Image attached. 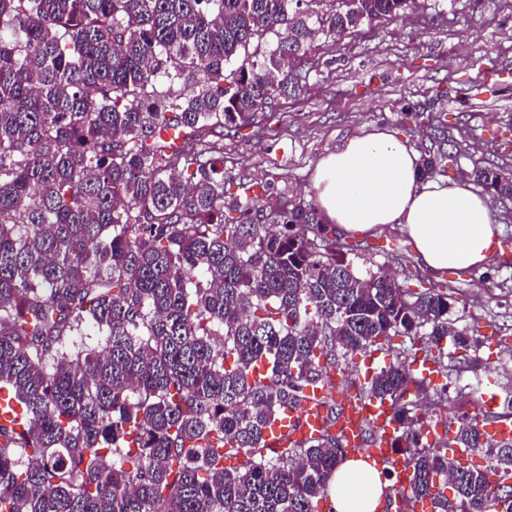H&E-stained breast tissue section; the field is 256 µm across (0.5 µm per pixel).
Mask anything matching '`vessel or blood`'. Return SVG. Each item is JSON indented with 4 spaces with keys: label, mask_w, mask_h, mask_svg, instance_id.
I'll return each instance as SVG.
<instances>
[{
    "label": "vessel or blood",
    "mask_w": 512,
    "mask_h": 512,
    "mask_svg": "<svg viewBox=\"0 0 512 512\" xmlns=\"http://www.w3.org/2000/svg\"><path fill=\"white\" fill-rule=\"evenodd\" d=\"M392 411L385 404H363L351 401L338 423V430L348 447L360 448V428L364 421L373 422L382 429L383 434L377 442L366 450V454L377 468L388 467L393 461L395 451L392 447L393 429L390 422ZM325 411L314 402H304L299 410L289 412L288 416L278 421L274 427L275 434H287L303 440L317 437L323 427Z\"/></svg>",
    "instance_id": "b4317fda"
}]
</instances>
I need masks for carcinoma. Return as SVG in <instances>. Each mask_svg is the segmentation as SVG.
Listing matches in <instances>:
<instances>
[{"instance_id": "cac0c4a2", "label": "carcinoma", "mask_w": 512, "mask_h": 512, "mask_svg": "<svg viewBox=\"0 0 512 512\" xmlns=\"http://www.w3.org/2000/svg\"><path fill=\"white\" fill-rule=\"evenodd\" d=\"M303 2L0 0V392L21 409L0 424V512H322L348 454L338 374L352 399L390 404L416 498L512 512V440L468 412L454 438H428L427 414L462 394L429 388L392 344L436 362L444 340L476 342L452 327L447 291L356 274L302 196L241 182L226 198L214 135L299 91L316 37L407 6ZM447 143L434 136L422 177L456 161ZM470 177L512 199L511 168ZM376 352L393 360L370 375L355 357ZM308 399L326 409L320 435L269 442ZM453 447L493 464L464 467Z\"/></svg>"}]
</instances>
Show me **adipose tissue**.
Listing matches in <instances>:
<instances>
[{
    "label": "adipose tissue",
    "instance_id": "1",
    "mask_svg": "<svg viewBox=\"0 0 512 512\" xmlns=\"http://www.w3.org/2000/svg\"><path fill=\"white\" fill-rule=\"evenodd\" d=\"M313 188L346 235L403 225L425 268L479 270L491 260L500 226L484 198L464 183L421 181L415 152L390 133L361 134L322 158ZM384 484L370 462L348 459L329 485L335 512H378Z\"/></svg>",
    "mask_w": 512,
    "mask_h": 512
}]
</instances>
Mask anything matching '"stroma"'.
I'll return each mask as SVG.
<instances>
[{"mask_svg":"<svg viewBox=\"0 0 512 512\" xmlns=\"http://www.w3.org/2000/svg\"><path fill=\"white\" fill-rule=\"evenodd\" d=\"M296 95L280 98L258 124L224 133L225 188L239 182L269 187L289 198L313 199L319 161L361 132L385 131L420 151L433 128L421 112L442 101L439 117L461 143L452 182L465 181L473 163L512 165V0H408L400 17L360 25L344 38L318 37ZM495 64L496 91L482 87L481 71ZM410 112L418 121L407 120ZM505 242L480 272L424 273L425 281L450 284L448 319L457 330L476 332L481 343L466 352L478 372L457 385L495 396L489 412L512 414V201L488 200ZM402 252L394 260L393 252ZM358 274L420 262L401 225L361 239L347 256Z\"/></svg>","mask_w":512,"mask_h":512,"instance_id":"obj_1","label":"stroma"}]
</instances>
